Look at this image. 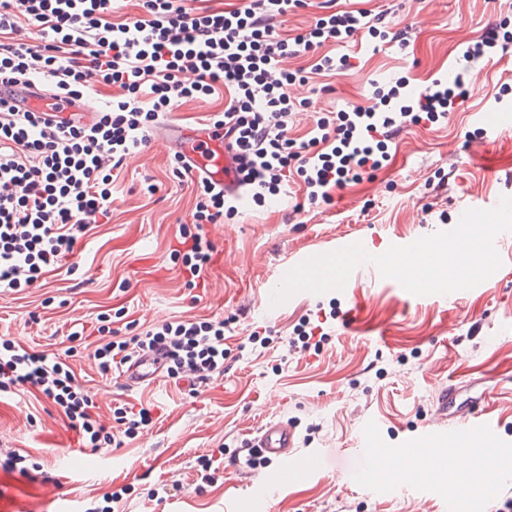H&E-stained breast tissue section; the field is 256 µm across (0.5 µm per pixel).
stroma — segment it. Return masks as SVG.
I'll use <instances>...</instances> for the list:
<instances>
[{
	"instance_id": "obj_1",
	"label": "stroma",
	"mask_w": 512,
	"mask_h": 512,
	"mask_svg": "<svg viewBox=\"0 0 512 512\" xmlns=\"http://www.w3.org/2000/svg\"><path fill=\"white\" fill-rule=\"evenodd\" d=\"M341 10L386 12L392 30L410 35L407 46L361 36L325 50L349 57L340 75H316L291 93L308 98L288 125L304 137L322 116L374 105L375 89L397 79L424 85L462 70L463 52L502 21L512 22V0H337ZM470 94L456 101L447 120L405 129L389 148L392 159L374 177L333 190V201L305 202L296 178L285 194L255 205L241 200L237 216L203 225L214 248L199 287L175 250L179 229L191 226L197 202L193 176L174 174V145L164 126L209 125L230 99L227 90L183 99L160 116L147 141L112 178V202L99 217L89 245L75 250L60 274H47L17 294L0 295V335L48 354L76 345L72 368L107 431L121 402L150 408L151 426L122 446L82 447L63 415L38 393L0 395V449L26 456L21 475L0 465V512L21 500L28 512H80L110 488L130 485L119 512H233L241 497L277 470L267 461L253 469L233 463L255 431L284 420L298 452H317L321 469L310 480L274 488L263 512H495L512 499V239L498 251L501 267L484 288L456 303L416 296L402 286L355 270L351 290L299 299L267 313L266 291L284 263L343 237L361 236L383 253L388 243L452 229L462 210L490 209L512 196V128L493 133L480 115L512 111V49L470 71ZM355 327L343 321L352 303ZM135 322L143 331L163 321L230 319L224 373L197 392L188 380L158 374L135 387L119 374L104 377L92 353L101 342L102 311ZM325 335L319 351L290 348L303 319ZM267 344L242 345L252 331ZM80 339L69 342L71 332ZM458 381V400L470 403L496 386L493 443L473 449L464 476L442 478L427 468L391 476L368 466L371 455L399 450L422 460L440 453L432 442L411 446L423 434L441 385ZM82 448L70 457L73 448ZM223 455L218 478L198 484L200 458ZM498 485H487L489 470ZM164 498H156L158 485Z\"/></svg>"
}]
</instances>
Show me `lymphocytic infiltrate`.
<instances>
[{
    "label": "lymphocytic infiltrate",
    "mask_w": 512,
    "mask_h": 512,
    "mask_svg": "<svg viewBox=\"0 0 512 512\" xmlns=\"http://www.w3.org/2000/svg\"><path fill=\"white\" fill-rule=\"evenodd\" d=\"M114 0H0V82L29 85L51 79L56 96L77 100L92 84L119 85L122 99L88 124H53L0 100V294L18 293L59 268L62 257L106 214L113 169L145 145L159 112L172 100L208 95L224 85L233 95L221 123L235 146L239 182L254 203L278 195L291 176L300 177L309 203H330L331 191L361 181L382 165L375 136L391 138L421 121L446 117L466 98V75L453 85L433 80L417 106L398 105L404 80L380 94L376 107H353L320 118L307 139L288 135L295 107L289 89L305 83L285 68L291 57L314 54V70L344 72L348 58L323 55L328 40L346 42L358 31L377 34L383 14L334 11L291 39L274 34L276 23L303 0H241L225 11L200 8L194 0H143L146 18L115 24ZM28 20L43 44L11 36ZM196 224L238 214L236 200L198 179ZM103 344L93 353L101 373L141 354L165 351L169 377L205 383L224 372V323L176 320L123 337L100 317ZM75 347L48 355L0 337V391L33 389L51 401L87 446L111 441L98 424L92 401L75 384L69 363Z\"/></svg>",
    "instance_id": "1"
}]
</instances>
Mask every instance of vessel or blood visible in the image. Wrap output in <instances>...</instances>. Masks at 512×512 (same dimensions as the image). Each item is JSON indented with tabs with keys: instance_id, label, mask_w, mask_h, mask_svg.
<instances>
[{
	"instance_id": "obj_1",
	"label": "vessel or blood",
	"mask_w": 512,
	"mask_h": 512,
	"mask_svg": "<svg viewBox=\"0 0 512 512\" xmlns=\"http://www.w3.org/2000/svg\"><path fill=\"white\" fill-rule=\"evenodd\" d=\"M28 110L42 114L55 115L58 120H67L78 114H89L90 107L85 103L66 104L39 90H31L26 98ZM184 161L199 174L224 192L236 193L238 185L229 171L226 159L229 155L228 142L220 129L209 131H187L175 129ZM161 363L158 355L151 354L134 361L121 378L127 385H136L153 379L154 370ZM492 390H484L477 403L460 408L456 405V387L443 385L439 391V401L431 414L428 431L433 439H447L448 447L439 458V465H448L454 458L455 447L461 442H484L493 428L490 411ZM261 455L277 461L281 465L279 472L269 476V483L276 484L281 479L298 483L316 473L321 465L318 454L297 455L294 431L286 421L278 420L266 423L257 431L251 442Z\"/></svg>"
}]
</instances>
